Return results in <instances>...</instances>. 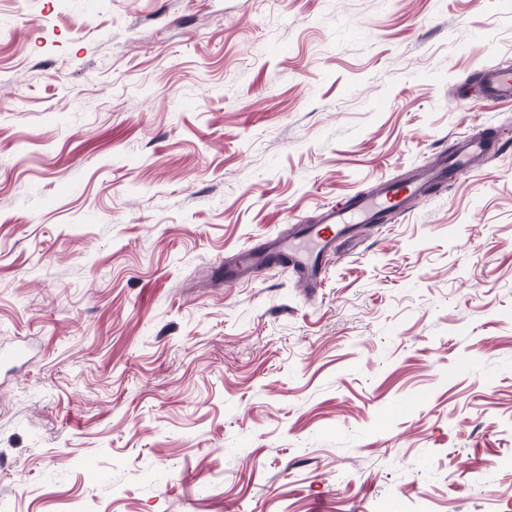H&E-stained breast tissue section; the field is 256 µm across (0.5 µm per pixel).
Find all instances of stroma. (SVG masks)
Masks as SVG:
<instances>
[{"label":"stroma","mask_w":512,"mask_h":512,"mask_svg":"<svg viewBox=\"0 0 512 512\" xmlns=\"http://www.w3.org/2000/svg\"><path fill=\"white\" fill-rule=\"evenodd\" d=\"M512 0H0V512H512ZM493 129L315 300L225 257ZM482 83L487 95L494 100H512V71L488 69L482 71Z\"/></svg>","instance_id":"35a3bbf8"}]
</instances>
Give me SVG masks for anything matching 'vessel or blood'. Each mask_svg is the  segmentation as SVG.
Returning a JSON list of instances; mask_svg holds the SVG:
<instances>
[{"mask_svg": "<svg viewBox=\"0 0 512 512\" xmlns=\"http://www.w3.org/2000/svg\"><path fill=\"white\" fill-rule=\"evenodd\" d=\"M483 86L491 99L512 100V71L488 69L482 73ZM489 136L466 139L452 156L410 176L380 182L375 193L356 194L345 202L325 206L318 223L307 224L288 235L266 239L224 263V279L234 283L256 278L285 260L309 295H316L326 274V265L338 243L353 237L363 224H389L407 213L410 204L424 196L434 183L454 179L486 154L497 150Z\"/></svg>", "mask_w": 512, "mask_h": 512, "instance_id": "1", "label": "vessel or blood"}]
</instances>
